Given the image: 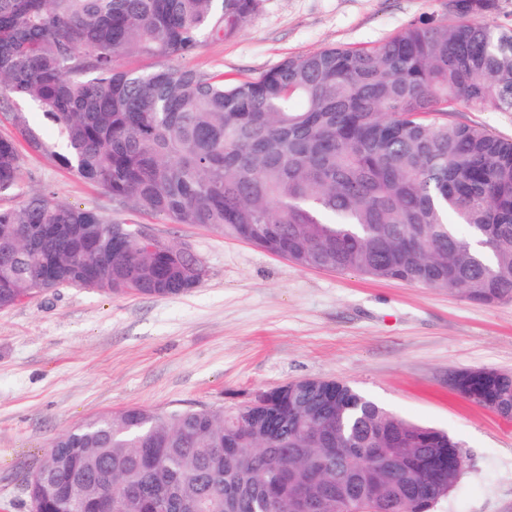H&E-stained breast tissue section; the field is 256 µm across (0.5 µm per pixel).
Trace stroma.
<instances>
[{"mask_svg": "<svg viewBox=\"0 0 512 512\" xmlns=\"http://www.w3.org/2000/svg\"><path fill=\"white\" fill-rule=\"evenodd\" d=\"M432 0H260L233 35L178 68L259 77L330 46L397 34ZM139 224L184 246L206 275L175 298L59 288L0 310V512H30L27 477L82 421L137 406H228L257 389L337 379L413 423L448 432L461 476L434 512H512V420L461 396L452 372L512 374V299L487 305L448 288L299 267L196 224L113 204L101 187L28 152L18 192Z\"/></svg>", "mask_w": 512, "mask_h": 512, "instance_id": "35a3bbf8", "label": "stroma"}]
</instances>
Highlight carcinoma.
<instances>
[{"instance_id": "carcinoma-1", "label": "carcinoma", "mask_w": 512, "mask_h": 512, "mask_svg": "<svg viewBox=\"0 0 512 512\" xmlns=\"http://www.w3.org/2000/svg\"><path fill=\"white\" fill-rule=\"evenodd\" d=\"M260 0H0V90L36 102L46 140L9 115L31 152L103 188L118 205L211 227L301 268L453 288L493 304L512 296V139L454 119L512 112V27L477 20L495 0H446L370 47L291 57L250 80L161 67L238 31ZM23 154L0 136V195ZM76 204L32 196L0 207V309L64 287L182 296L205 276L169 242ZM480 405L512 418V376L479 369ZM28 479L31 512H346L321 477L378 492L401 512L404 487H453L459 443L349 385L305 378L228 407H128L52 443ZM386 448L393 483L371 456Z\"/></svg>"}]
</instances>
